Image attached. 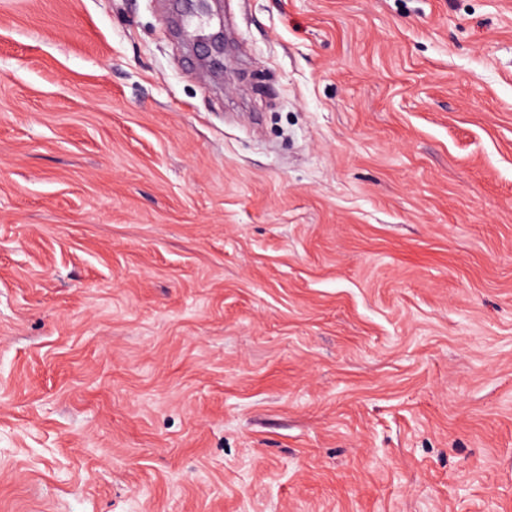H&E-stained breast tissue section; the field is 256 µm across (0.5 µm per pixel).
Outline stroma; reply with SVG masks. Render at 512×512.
Returning <instances> with one entry per match:
<instances>
[{
  "label": "stroma",
  "instance_id": "stroma-1",
  "mask_svg": "<svg viewBox=\"0 0 512 512\" xmlns=\"http://www.w3.org/2000/svg\"><path fill=\"white\" fill-rule=\"evenodd\" d=\"M192 7L0 0V512H512V0Z\"/></svg>",
  "mask_w": 512,
  "mask_h": 512
}]
</instances>
